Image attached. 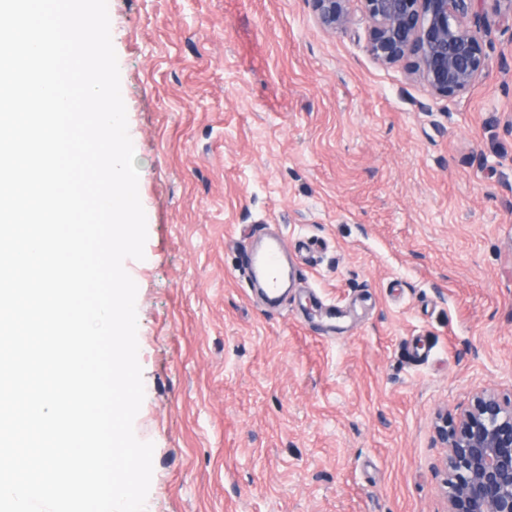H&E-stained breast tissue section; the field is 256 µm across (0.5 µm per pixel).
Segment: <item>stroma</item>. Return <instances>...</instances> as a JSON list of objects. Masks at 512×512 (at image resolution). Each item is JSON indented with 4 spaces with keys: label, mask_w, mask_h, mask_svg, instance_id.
<instances>
[{
    "label": "stroma",
    "mask_w": 512,
    "mask_h": 512,
    "mask_svg": "<svg viewBox=\"0 0 512 512\" xmlns=\"http://www.w3.org/2000/svg\"><path fill=\"white\" fill-rule=\"evenodd\" d=\"M311 0H108L147 218L145 512H445L441 411L512 397V22L431 97ZM302 287L267 312L245 250Z\"/></svg>",
    "instance_id": "1"
}]
</instances>
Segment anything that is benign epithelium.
I'll list each match as a JSON object with an SVG mask.
<instances>
[{
    "label": "benign epithelium",
    "instance_id": "7a95c632",
    "mask_svg": "<svg viewBox=\"0 0 512 512\" xmlns=\"http://www.w3.org/2000/svg\"><path fill=\"white\" fill-rule=\"evenodd\" d=\"M349 0H312L321 25L350 31ZM365 51L376 62L411 60L412 71L432 96L451 97L489 71L483 42L488 12L512 17V0H360ZM492 4V10L486 5ZM438 436L447 448L448 512H512V400L475 396Z\"/></svg>",
    "mask_w": 512,
    "mask_h": 512
}]
</instances>
